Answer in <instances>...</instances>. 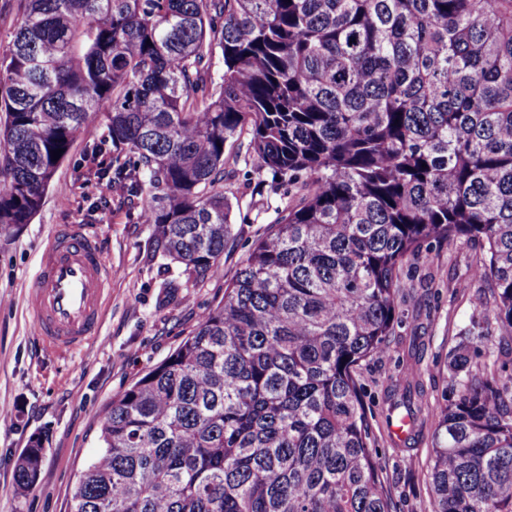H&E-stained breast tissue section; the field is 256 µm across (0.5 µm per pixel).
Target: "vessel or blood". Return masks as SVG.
Segmentation results:
<instances>
[{"label": "vessel or blood", "instance_id": "1", "mask_svg": "<svg viewBox=\"0 0 512 512\" xmlns=\"http://www.w3.org/2000/svg\"><path fill=\"white\" fill-rule=\"evenodd\" d=\"M106 275L96 244L79 228L61 229L29 291L36 335L44 347L59 352L96 334Z\"/></svg>", "mask_w": 512, "mask_h": 512}]
</instances>
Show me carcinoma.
Segmentation results:
<instances>
[{"label":"carcinoma","mask_w":512,"mask_h":512,"mask_svg":"<svg viewBox=\"0 0 512 512\" xmlns=\"http://www.w3.org/2000/svg\"><path fill=\"white\" fill-rule=\"evenodd\" d=\"M0 50V226L28 224L92 116L112 184L186 281L230 232L226 147L311 183L223 299L105 408L72 512H389L357 373L388 354L400 272L474 242L479 328L512 344V0H21ZM222 81L207 80L214 47ZM63 150L52 159V151ZM433 512H512V384L462 342ZM421 393L413 375L390 411ZM44 448L18 459L34 486Z\"/></svg>","instance_id":"cac0c4a2"}]
</instances>
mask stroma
<instances>
[{
  "label": "stroma",
  "instance_id": "obj_1",
  "mask_svg": "<svg viewBox=\"0 0 512 512\" xmlns=\"http://www.w3.org/2000/svg\"><path fill=\"white\" fill-rule=\"evenodd\" d=\"M103 132L94 119L81 134L45 191L31 223L0 230V512H71L79 472L100 450L106 406L162 360L199 325L223 297L254 243L281 216L307 182L274 179L247 149L249 133L226 152L224 194L231 228L219 270L180 285L168 267L139 205L121 203L107 183L90 180L92 157ZM68 225L92 237L107 265L99 329L64 353L41 347L26 292L56 231ZM479 249L465 240L429 241L401 271V298L389 354L363 362L373 454L389 493L391 512H432L429 480L437 416L453 403L446 361L461 335L472 329V301L489 295L488 283L472 277ZM417 373L425 394L405 440L393 430L387 390L404 372ZM42 436L44 457L36 486L20 490L19 454Z\"/></svg>",
  "mask_w": 512,
  "mask_h": 512
}]
</instances>
